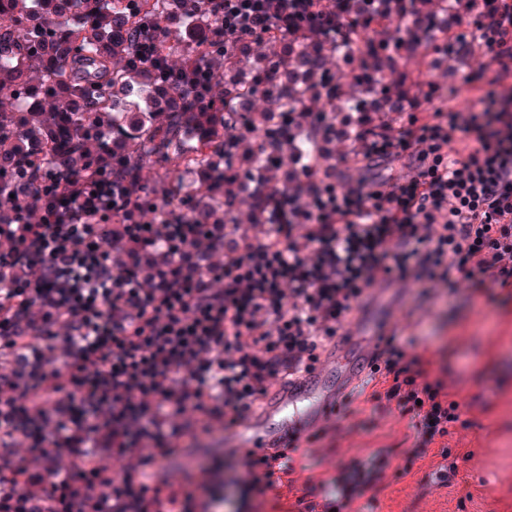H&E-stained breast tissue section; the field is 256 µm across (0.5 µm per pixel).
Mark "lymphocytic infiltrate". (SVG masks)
Returning <instances> with one entry per match:
<instances>
[{"mask_svg": "<svg viewBox=\"0 0 512 512\" xmlns=\"http://www.w3.org/2000/svg\"><path fill=\"white\" fill-rule=\"evenodd\" d=\"M284 3L225 8L270 37H323L361 71L336 74L346 111L270 113L260 144L246 113H225L224 174L207 185L223 210H115L107 175L0 210V512H222V486L162 471L313 370L371 287L512 288V0H421L417 13L407 0ZM445 12L484 47L470 72L480 112L437 104L438 83L413 78L447 49L446 32L386 73L374 44L356 41L385 23L434 27ZM403 159L408 175L372 177ZM426 365L388 340L370 363L422 447L461 416ZM392 464L319 481L323 512H353ZM243 467L244 498L293 471L284 451L248 452Z\"/></svg>", "mask_w": 512, "mask_h": 512, "instance_id": "lymphocytic-infiltrate-1", "label": "lymphocytic infiltrate"}]
</instances>
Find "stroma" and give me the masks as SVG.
Segmentation results:
<instances>
[{"mask_svg":"<svg viewBox=\"0 0 512 512\" xmlns=\"http://www.w3.org/2000/svg\"><path fill=\"white\" fill-rule=\"evenodd\" d=\"M354 319L366 335L413 344L460 403V424L417 447L410 414L372 400L361 375L293 453L291 487L252 498L245 512H288L300 497L321 503L314 480L380 454L393 465L357 501L360 512H512V294L399 282L389 296H365Z\"/></svg>","mask_w":512,"mask_h":512,"instance_id":"obj_1","label":"stroma"}]
</instances>
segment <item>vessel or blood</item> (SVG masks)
<instances>
[{
    "instance_id": "vessel-or-blood-1",
    "label": "vessel or blood",
    "mask_w": 512,
    "mask_h": 512,
    "mask_svg": "<svg viewBox=\"0 0 512 512\" xmlns=\"http://www.w3.org/2000/svg\"><path fill=\"white\" fill-rule=\"evenodd\" d=\"M370 359L357 325H350L346 342L334 355L313 371L300 374L287 387L275 389L266 399L262 416L237 425L234 433L240 447L281 451L329 414Z\"/></svg>"
}]
</instances>
